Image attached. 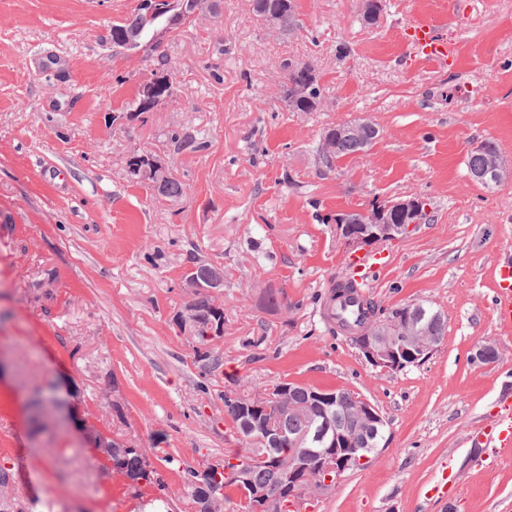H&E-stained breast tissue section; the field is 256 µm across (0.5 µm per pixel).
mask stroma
<instances>
[{
  "label": "stroma",
  "mask_w": 512,
  "mask_h": 512,
  "mask_svg": "<svg viewBox=\"0 0 512 512\" xmlns=\"http://www.w3.org/2000/svg\"><path fill=\"white\" fill-rule=\"evenodd\" d=\"M137 3L0 0V467L22 512H196L185 470L240 446L225 390L278 382L352 390L387 422L373 460L308 496L307 512H512V457L471 440L512 385V328L492 306L496 266L512 261V182L485 188L466 166L487 140L512 161V0H383L372 28L355 0H297L302 29L281 36L250 0H223L166 43L174 99L130 122L152 67L112 54L108 35ZM422 18L456 47L445 68L404 40ZM287 59L313 61L322 110L281 100ZM359 119L379 138L319 175L315 142ZM175 131L197 149H176ZM132 147L165 159L183 196L129 181ZM405 194L432 219L383 246L367 294L388 309L431 303L445 337L384 373L322 318L349 259L329 218ZM196 258L224 267V366L210 379L175 322ZM269 288L282 307H265ZM481 340L495 362H472ZM37 387L54 394L40 431ZM89 423L145 449L164 491L98 459ZM444 466L454 492L427 497Z\"/></svg>",
  "instance_id": "stroma-1"
}]
</instances>
